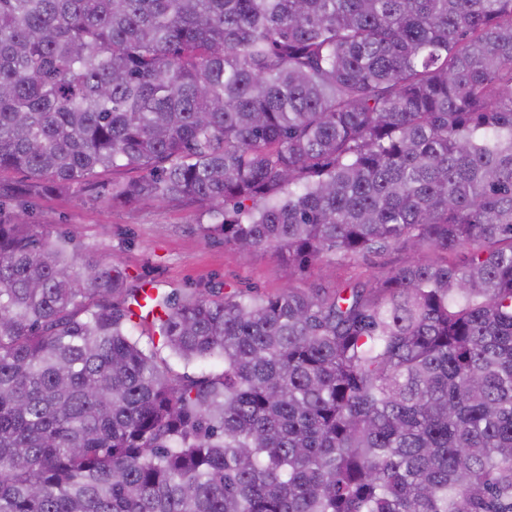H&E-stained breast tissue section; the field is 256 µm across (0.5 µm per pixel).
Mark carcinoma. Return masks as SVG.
Segmentation results:
<instances>
[{
	"label": "carcinoma",
	"mask_w": 512,
	"mask_h": 512,
	"mask_svg": "<svg viewBox=\"0 0 512 512\" xmlns=\"http://www.w3.org/2000/svg\"><path fill=\"white\" fill-rule=\"evenodd\" d=\"M119 169L300 273L411 261L143 296L0 218V512H512V0H0L11 196ZM159 354L161 358H165L168 362V365L173 373L178 374V376L183 377L185 380H193L197 377L201 376L204 371H221L224 368V364L221 361H213L210 364L200 365V364H189L185 365L184 363L177 362L175 360L169 359L167 357V350L162 349L159 350Z\"/></svg>",
	"instance_id": "obj_1"
}]
</instances>
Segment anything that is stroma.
I'll use <instances>...</instances> for the list:
<instances>
[{
	"instance_id": "35a3bbf8",
	"label": "stroma",
	"mask_w": 512,
	"mask_h": 512,
	"mask_svg": "<svg viewBox=\"0 0 512 512\" xmlns=\"http://www.w3.org/2000/svg\"><path fill=\"white\" fill-rule=\"evenodd\" d=\"M10 215L52 236L79 229L74 249L77 259L92 255L113 261L131 278L146 279L159 291L185 297L221 296L232 287H256L272 294L288 283L330 289L362 273L384 276L410 259L406 252L385 250L363 265L336 264L299 274L271 251L242 252L226 246L217 234L203 238L201 227L208 219L198 206L181 203L160 209L145 202L135 208H116L93 191L77 199L33 195Z\"/></svg>"
}]
</instances>
